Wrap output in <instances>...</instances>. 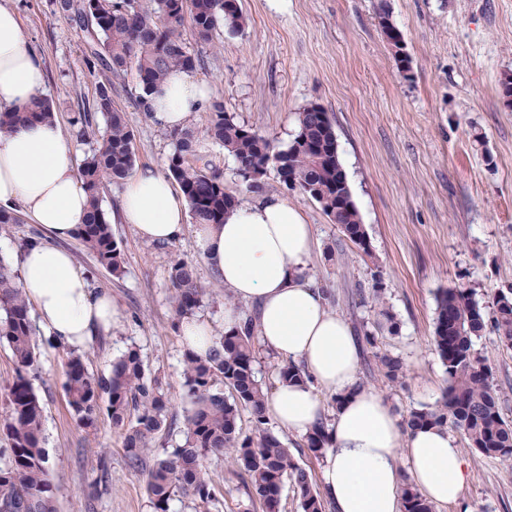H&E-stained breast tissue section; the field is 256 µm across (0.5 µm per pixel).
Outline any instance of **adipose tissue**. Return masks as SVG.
Listing matches in <instances>:
<instances>
[{"instance_id": "adipose-tissue-1", "label": "adipose tissue", "mask_w": 512, "mask_h": 512, "mask_svg": "<svg viewBox=\"0 0 512 512\" xmlns=\"http://www.w3.org/2000/svg\"><path fill=\"white\" fill-rule=\"evenodd\" d=\"M46 72L30 49L17 13L0 6V112L28 105ZM207 93L192 75L171 73L152 94V115L163 127L183 126L202 111ZM0 210L22 213L46 234L20 259V286L52 343L84 346L111 332L120 311L95 290L60 243L84 224L89 197L75 151L56 119L0 135ZM122 223L144 239L171 242L184 230L186 209L172 182L145 168L130 175L119 202ZM195 241L234 296L257 305L262 343L284 362L304 364L310 382H280L267 412L284 430L302 436L328 420L333 442L326 454L323 492L335 512H403L402 487L427 500L457 502L469 466L447 429L404 430L387 401L360 386L359 346L349 323L329 310L306 274L314 229L278 196L238 205L220 224H199ZM340 396L327 413L321 392ZM406 457V468L397 460Z\"/></svg>"}]
</instances>
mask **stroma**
<instances>
[{
	"instance_id": "1",
	"label": "stroma",
	"mask_w": 512,
	"mask_h": 512,
	"mask_svg": "<svg viewBox=\"0 0 512 512\" xmlns=\"http://www.w3.org/2000/svg\"><path fill=\"white\" fill-rule=\"evenodd\" d=\"M18 14L31 48L47 74L42 92L65 136L83 160L91 144L76 138L72 120L80 100L111 81L116 106L135 135L136 165L166 173L175 150L166 128L136 104L134 74L110 78L87 67L88 34L54 13L51 0H0ZM247 18L237 34L220 32L215 47L182 37L204 63L196 78L210 103L283 149L293 140L300 109L315 104L328 113L341 164L351 188L368 250L339 232L315 202L287 190L268 168L263 191L296 206L315 229L307 273L329 293L328 305L356 337L376 331L384 350L398 355L405 385L378 381L368 344L360 346L358 377L381 394L396 416L434 405L446 374L432 343L436 297L446 288L473 290L485 309L512 288V108L500 97V80L512 73V0H240ZM386 10L402 33L412 60L411 77L399 74L379 27ZM219 170L225 191L240 203L253 201L234 159L212 142L201 144ZM121 184L106 185L102 205L124 254V272L112 276L77 239L63 241L94 288L111 294L121 320L111 334L83 347L91 374L107 376L127 350H138L147 369L162 380L174 428L156 435L151 454L164 457L181 442L178 428L189 409L182 377L185 345L172 323L170 268L182 259L195 268L204 289L197 316L224 331L223 279L198 249L192 232L155 243L118 219ZM386 290L390 322L371 299L375 283ZM39 357L27 377L44 406L42 437L57 512H156L145 491L144 472L130 468L123 433L107 414L92 428L80 426L65 392L69 348L49 343L38 331ZM493 371L502 415L512 421V347L492 330L475 341ZM470 478L457 503L436 512H512V464L468 449ZM112 476L97 483L99 465ZM216 499L208 512H265L242 477L223 459L210 462Z\"/></svg>"
}]
</instances>
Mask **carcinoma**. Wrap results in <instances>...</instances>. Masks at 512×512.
I'll list each match as a JSON object with an SVG mask.
<instances>
[{"label": "carcinoma", "mask_w": 512, "mask_h": 512, "mask_svg": "<svg viewBox=\"0 0 512 512\" xmlns=\"http://www.w3.org/2000/svg\"><path fill=\"white\" fill-rule=\"evenodd\" d=\"M54 11L80 25L89 24L84 56L86 63L113 75L136 73L140 93L138 106L149 111L148 95L173 70L194 74L201 59L182 39L185 21H190L195 40L213 43L221 28L241 31L246 18L239 0H52ZM106 124L83 159L79 176L90 197V214L76 238L96 263L119 277L124 272L121 248L112 234V224L101 206V191L108 182L127 178L135 166L134 132L126 113L112 101L111 84L103 83L95 96L82 103L74 117L79 136L93 128L96 115ZM54 116L49 99L38 96L13 112H0V134L19 126ZM298 131L284 149H277L265 136L235 122L220 103L212 105L204 130L207 139L224 148L237 164L258 177L244 181L257 191L269 166H274L283 184L289 178L299 183L297 192L315 201L340 233L362 250H368L364 225L352 199L348 181L336 152V132L327 113L318 106L304 107L297 115ZM176 149L169 158V176L183 194L196 224H222L239 200L224 190V182L211 163L196 153L194 134L187 128L171 131ZM173 319L181 322L200 306L202 288L194 269L176 261L170 269ZM500 340L512 346V289L500 293L491 320L470 288L443 291L434 320L433 344L448 386L442 400L431 407L414 408L402 419L409 430L428 425L451 426L467 446L481 455L512 463V423L501 413V397L493 383L486 359L475 348L487 325ZM257 330L254 319L216 338L204 355L186 350L183 355L184 386L191 402L182 430L181 444L149 466L146 491L157 512H168L169 501L182 497L202 507L215 500L208 461L223 456L241 471L263 501L266 512H276L284 484H292L302 512H326L327 502L314 486L281 437L268 428V388L255 368ZM11 349L18 373L5 397L3 427L8 447L0 450V512H56L48 458L41 425L44 407L25 371L39 352L30 304L16 280L13 268L0 259V344ZM384 382L403 385L405 372L400 359L376 354ZM65 389L78 423L90 428L101 410L124 435L130 463L141 468L149 443L156 433L170 426L168 397L161 378L150 373L136 349L112 363L110 375L96 378L80 354L66 363ZM229 393H224V390ZM251 415L252 430L243 434V411ZM306 447L316 458L324 457L332 442L327 424H316L306 435ZM404 512H435L433 503L410 484L403 487Z\"/></svg>", "instance_id": "obj_1"}]
</instances>
